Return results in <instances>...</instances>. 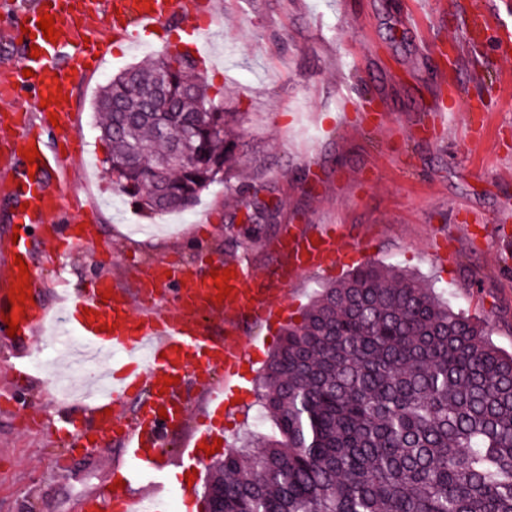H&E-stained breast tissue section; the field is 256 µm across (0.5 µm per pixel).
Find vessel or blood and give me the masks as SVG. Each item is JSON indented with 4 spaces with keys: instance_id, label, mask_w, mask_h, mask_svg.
I'll return each instance as SVG.
<instances>
[{
    "instance_id": "vessel-or-blood-1",
    "label": "vessel or blood",
    "mask_w": 512,
    "mask_h": 512,
    "mask_svg": "<svg viewBox=\"0 0 512 512\" xmlns=\"http://www.w3.org/2000/svg\"><path fill=\"white\" fill-rule=\"evenodd\" d=\"M209 0H46L58 32L46 40L38 28L37 14L0 15V24L21 32L24 45L37 46L38 57L23 55L20 62L0 65L8 85L16 93L40 103L41 116L56 114V144L47 147L42 125L33 123L21 109L0 118V138L9 139L18 163L11 167L13 196L17 202L14 220L18 227L38 224L42 239L53 246V256L70 252L81 244H97L95 225H62L64 193L45 178L65 160L64 152L78 141L76 109L65 89L85 75L87 66H99L107 42H85L78 28L88 20H99L112 31V39L130 47L144 44L153 27L185 21L188 36H195L196 19L208 14ZM471 37H492L498 54L512 53V24L489 25L484 12L474 14ZM31 77H24V70ZM36 148L39 158L29 163L23 152ZM288 268L278 275L279 285L266 283L238 259H214L207 271L168 261L151 266L137 281L140 313H132L124 293L113 289L109 277H97L91 288L77 292L68 286L54 289L55 306L38 300L46 285L25 237L12 244L10 255L0 261V334H6L5 315L15 316L20 330L13 337L18 349L10 366L12 387H25L36 380L31 364L42 347L61 346L71 331L98 352L102 361L88 372L91 381L105 380L108 388L95 398L93 423L83 426L77 419L63 423L61 431L72 449L93 447L102 451L120 443L128 461L121 474L122 489L107 490L89 506L90 512H135L126 491L139 482L142 473L156 471L165 435L187 424L189 416L178 400L179 386L173 378L188 375H234L245 352L235 342L237 325L244 319H271L283 309L284 287L290 277L336 263L341 248L335 230L323 229L304 236H286L279 244ZM21 256L29 264L28 293L24 304L9 303L4 291L15 286L19 269L13 262ZM229 272L231 291L220 296L214 273ZM171 294L174 310L158 311L157 301Z\"/></svg>"
}]
</instances>
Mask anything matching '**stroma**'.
<instances>
[{
    "mask_svg": "<svg viewBox=\"0 0 512 512\" xmlns=\"http://www.w3.org/2000/svg\"><path fill=\"white\" fill-rule=\"evenodd\" d=\"M512 19V0H216L206 25L204 76L239 111L243 179L262 182L281 203L245 256L257 274L284 267L274 243L283 235L334 226L353 247L341 264L289 283L287 321L301 315L320 284L378 261L419 274L447 291L455 309L483 320L493 342L512 351V59L471 39V11ZM110 42L102 66L69 87L77 105L81 151L50 179L62 187L70 221L93 215L99 242L45 262L73 287L98 276L134 288L137 273L160 260L202 265L224 254L230 213L240 206L212 184L187 213L143 211L112 186L94 103L106 80L164 51ZM453 68L441 72L443 57ZM377 105L364 120L365 101ZM281 326L241 322L246 350L238 376L225 382L233 408L212 414L209 394L192 379L181 398L191 428L171 432L164 474L187 465L184 444L206 424L223 446H248L270 430L260 419L256 378L280 341ZM61 368L50 361L19 399L49 417ZM64 442L35 434L0 411V512H81L115 470L120 448L88 453L60 471Z\"/></svg>",
    "mask_w": 512,
    "mask_h": 512,
    "instance_id": "stroma-1",
    "label": "stroma"
}]
</instances>
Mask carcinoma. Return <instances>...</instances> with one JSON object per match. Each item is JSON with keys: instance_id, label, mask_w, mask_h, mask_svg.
<instances>
[{"instance_id": "carcinoma-1", "label": "carcinoma", "mask_w": 512, "mask_h": 512, "mask_svg": "<svg viewBox=\"0 0 512 512\" xmlns=\"http://www.w3.org/2000/svg\"><path fill=\"white\" fill-rule=\"evenodd\" d=\"M220 96L177 48L120 72L95 102L103 164L158 215L223 182L258 231L280 207L228 184L239 113ZM258 402L264 446L210 468L221 512H512V354L412 273L371 262L323 286L283 330Z\"/></svg>"}]
</instances>
